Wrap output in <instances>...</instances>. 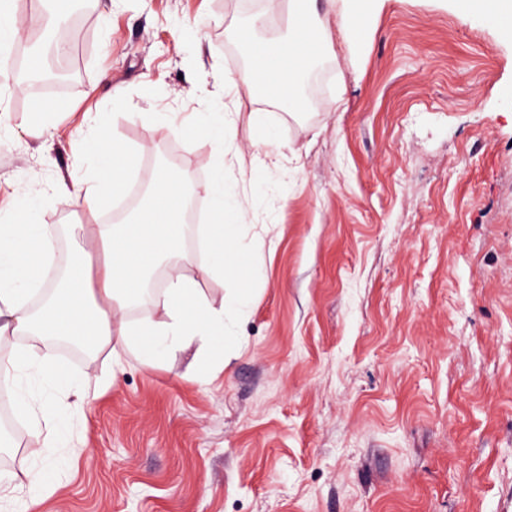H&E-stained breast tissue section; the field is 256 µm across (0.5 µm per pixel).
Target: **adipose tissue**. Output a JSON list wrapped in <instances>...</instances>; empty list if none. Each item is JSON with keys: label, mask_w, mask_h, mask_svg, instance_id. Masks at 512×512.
<instances>
[{"label": "adipose tissue", "mask_w": 512, "mask_h": 512, "mask_svg": "<svg viewBox=\"0 0 512 512\" xmlns=\"http://www.w3.org/2000/svg\"><path fill=\"white\" fill-rule=\"evenodd\" d=\"M366 0H354L349 11L336 15L335 26L315 25L303 0H289L287 36L270 44L251 33L239 37L248 66L236 79L224 82L223 96L212 97L202 115L203 129L210 132L216 153L235 133L237 113L227 111L224 95L269 98L295 102L299 77L312 58L314 47L331 42L333 35L351 39L359 28ZM93 158L95 178L77 182L60 180L53 190L56 203L83 196L90 213H99L112 187L133 166L132 154L121 146L105 147L97 140L82 142ZM189 171L170 170L158 176L148 202L135 217L119 224H76L72 232L80 247L61 249L56 229L33 222L36 204L25 207L20 219L0 213V398L20 413L29 414L35 399H42V413L34 426L46 428L43 447L31 449L33 463L22 477L0 473V503L7 512H38L55 491L51 473L76 456L71 425L86 417L94 398L76 389L74 404L56 400L59 363L50 352L15 346V339L39 337L81 343L98 353L108 351L113 371H120L124 355L143 349L146 365H154L183 343H198L206 352L229 350L238 328L251 309L250 283L258 275L243 260L251 246L240 235L244 213L233 184L224 178L223 164H216L205 192L211 200L207 223L198 227L196 257L199 267L213 277L236 284L233 305L217 300L191 275L168 279L163 291L148 295L147 285L160 264L177 265L186 255L184 204L196 191ZM98 264H91L93 254ZM150 302L159 318L144 323L129 320L135 305Z\"/></svg>", "instance_id": "obj_1"}]
</instances>
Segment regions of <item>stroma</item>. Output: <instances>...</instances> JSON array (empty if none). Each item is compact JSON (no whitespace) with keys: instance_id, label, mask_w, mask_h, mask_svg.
Listing matches in <instances>:
<instances>
[{"instance_id":"stroma-1","label":"stroma","mask_w":512,"mask_h":512,"mask_svg":"<svg viewBox=\"0 0 512 512\" xmlns=\"http://www.w3.org/2000/svg\"><path fill=\"white\" fill-rule=\"evenodd\" d=\"M45 0H16L28 60ZM286 0H98L68 35L72 78L0 77V205L40 196L43 224H97L61 179L94 174L72 133L119 140L134 179L170 159L205 182L208 137L157 129L193 118L246 66L234 29ZM125 91L112 98L113 87ZM301 104L243 99L224 177L253 242V305L234 357L212 375L191 343L124 370L78 426L83 449L42 512H512V41L456 0H368L350 45L319 50ZM64 103L28 135L35 104ZM262 115L280 167L257 163ZM262 205H254L257 194ZM71 381L105 357L59 351ZM22 474L41 435L0 403Z\"/></svg>"}]
</instances>
